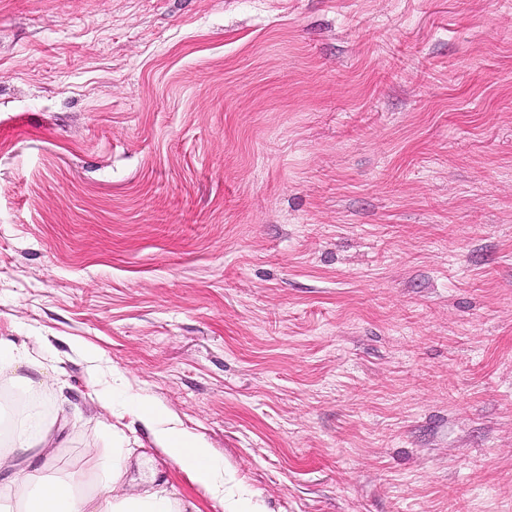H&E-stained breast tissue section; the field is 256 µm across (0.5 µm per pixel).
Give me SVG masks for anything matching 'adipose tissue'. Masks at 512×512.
Wrapping results in <instances>:
<instances>
[{"mask_svg":"<svg viewBox=\"0 0 512 512\" xmlns=\"http://www.w3.org/2000/svg\"><path fill=\"white\" fill-rule=\"evenodd\" d=\"M139 419L151 426L159 445L172 457L189 462L197 483L214 497L223 499L226 512H239L238 502L224 494V471L215 464L200 439L180 430L174 419L163 416L149 404H141ZM14 447L31 450L25 467L0 456V512H180L179 503L157 491L128 496L100 492L82 493L70 479L44 480V460L52 456L51 430L45 424L20 421L12 432Z\"/></svg>","mask_w":512,"mask_h":512,"instance_id":"1","label":"adipose tissue"}]
</instances>
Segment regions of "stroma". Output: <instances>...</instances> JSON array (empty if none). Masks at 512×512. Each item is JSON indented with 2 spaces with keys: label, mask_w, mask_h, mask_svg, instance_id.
Instances as JSON below:
<instances>
[{
  "label": "stroma",
  "mask_w": 512,
  "mask_h": 512,
  "mask_svg": "<svg viewBox=\"0 0 512 512\" xmlns=\"http://www.w3.org/2000/svg\"><path fill=\"white\" fill-rule=\"evenodd\" d=\"M0 337L48 479L512 512V0H0ZM21 357V352L12 342L0 339V385L14 382L15 366ZM138 417L151 426L157 442L169 455L191 464L197 483L214 497L224 499L226 511H242L238 500L224 497V471L210 459L203 441L180 430L174 419L163 416L147 403L139 406Z\"/></svg>",
  "instance_id": "stroma-1"
}]
</instances>
